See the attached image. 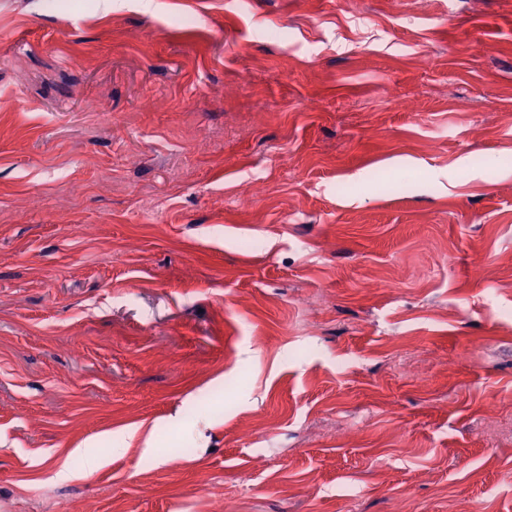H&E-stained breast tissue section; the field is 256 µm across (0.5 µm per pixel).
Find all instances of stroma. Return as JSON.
I'll list each match as a JSON object with an SVG mask.
<instances>
[{
    "label": "stroma",
    "mask_w": 512,
    "mask_h": 512,
    "mask_svg": "<svg viewBox=\"0 0 512 512\" xmlns=\"http://www.w3.org/2000/svg\"><path fill=\"white\" fill-rule=\"evenodd\" d=\"M0 512H512V0H0Z\"/></svg>",
    "instance_id": "35a3bbf8"
}]
</instances>
